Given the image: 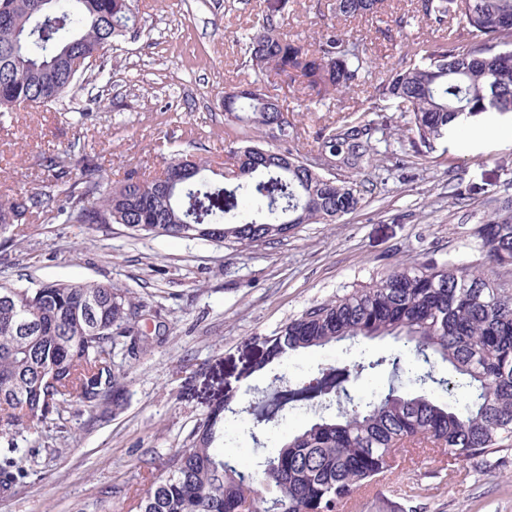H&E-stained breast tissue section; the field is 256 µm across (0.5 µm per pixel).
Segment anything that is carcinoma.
<instances>
[{"label": "carcinoma", "mask_w": 512, "mask_h": 512, "mask_svg": "<svg viewBox=\"0 0 512 512\" xmlns=\"http://www.w3.org/2000/svg\"><path fill=\"white\" fill-rule=\"evenodd\" d=\"M383 0H336V17H374ZM0 20V112L47 107L72 90L74 60L101 57L136 22L138 0H8ZM273 9L245 34L242 66L252 82L224 91V159L237 176L210 181L211 163L181 155L159 174L130 172L119 184L99 178L94 156L48 160L49 189L0 198V241L33 217L121 224L136 237H177L247 247L284 240L300 224H330L356 211V176L374 165L380 112L399 113L416 154L485 112L512 113V0H412L388 32L403 36L417 21L456 28L444 42H405L401 60L383 69L365 44L326 27L311 42L288 38ZM300 83L311 105H324L361 86L371 88L353 115L317 132L315 156L346 169L338 177L309 164L297 125L266 83ZM491 267L512 270V216L492 215L474 230ZM144 305L109 282H44L35 288L0 283V413L13 427L62 419L70 403L92 410L110 396L121 401L114 355L135 348ZM392 336L391 357H360L321 368L295 384L274 376L270 392L242 411L248 433L278 425L287 409L342 398L277 453L250 469L224 456V413L212 410L193 445L166 458V477L139 497L137 512H343L363 487L384 475L396 454H442L479 464L512 447V289L459 264L403 263L374 285L318 304L275 333L260 370L289 355L347 339ZM461 379L462 400L435 395L448 379L436 361ZM389 369L386 387L354 399L348 385L369 371ZM0 459V493H13L27 471Z\"/></svg>", "instance_id": "carcinoma-1"}]
</instances>
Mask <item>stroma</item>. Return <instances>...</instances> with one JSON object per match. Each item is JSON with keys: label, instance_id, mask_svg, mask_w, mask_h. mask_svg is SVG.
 <instances>
[{"label": "stroma", "instance_id": "1", "mask_svg": "<svg viewBox=\"0 0 512 512\" xmlns=\"http://www.w3.org/2000/svg\"><path fill=\"white\" fill-rule=\"evenodd\" d=\"M270 0H139L140 21L47 108L0 117V195L48 181L47 157L74 143H96L103 177L122 180L147 164L160 169L177 153L224 160V90L251 81L242 33ZM336 0H288L289 36L307 41L324 24L362 38L380 66L398 63L400 42L384 34L391 13L410 0H386L380 18L335 20ZM102 96L105 107L89 100ZM393 158L361 176L359 208L333 224H304L287 239L236 249L202 240L131 237L121 225L35 220L0 246V283L33 288L50 281H105L132 292L166 324L140 328L155 341L146 353L118 354L124 402L90 411L72 405L66 419L14 441L29 476L0 493V512H136L164 460L193 443L211 407L231 396L239 415L226 424L223 451L241 464L276 452L288 435L316 420L290 412L261 444L247 433L243 409L273 375L288 382L359 351L389 355L395 338L333 342L254 370L276 330L310 307L369 286L387 270L455 260L489 272L498 284L512 271L490 269L472 229L512 200V114H486L466 133L419 157L388 137ZM353 512H512V447L476 466L430 455L392 469L354 500Z\"/></svg>", "mask_w": 512, "mask_h": 512}]
</instances>
